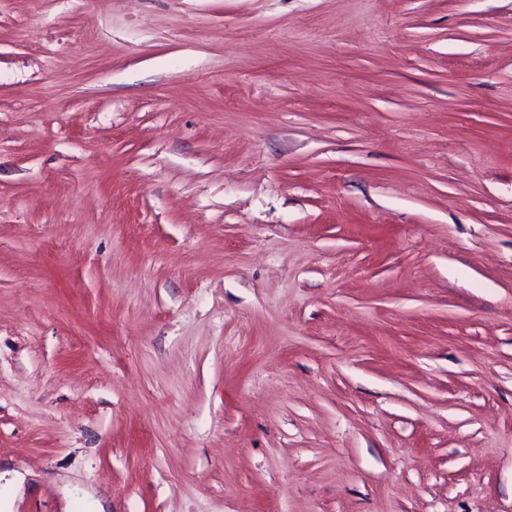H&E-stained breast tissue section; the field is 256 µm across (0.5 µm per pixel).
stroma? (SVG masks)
Instances as JSON below:
<instances>
[{"mask_svg": "<svg viewBox=\"0 0 512 512\" xmlns=\"http://www.w3.org/2000/svg\"><path fill=\"white\" fill-rule=\"evenodd\" d=\"M8 512H512V0H0Z\"/></svg>", "mask_w": 512, "mask_h": 512, "instance_id": "stroma-1", "label": "stroma"}]
</instances>
